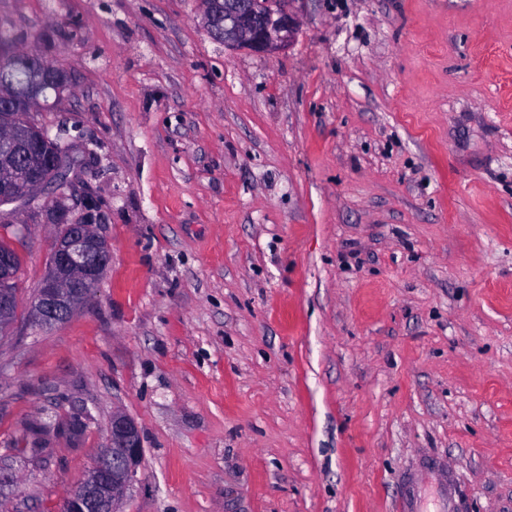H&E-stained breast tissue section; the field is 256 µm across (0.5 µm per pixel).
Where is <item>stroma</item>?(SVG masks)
Here are the masks:
<instances>
[{
  "label": "stroma",
  "instance_id": "1",
  "mask_svg": "<svg viewBox=\"0 0 512 512\" xmlns=\"http://www.w3.org/2000/svg\"><path fill=\"white\" fill-rule=\"evenodd\" d=\"M297 9L257 54L200 0H0L68 76L29 118L111 251L41 326L59 227L40 197L0 215V512H60L116 414L143 448L123 512H434L428 459L455 512H512V0ZM0 255L9 259L6 266L12 275V280H8L7 286L9 288L0 289V333L10 330L14 325L13 314V300L15 295V282L14 279L21 267V257L12 245L0 237ZM10 288H13L14 294Z\"/></svg>",
  "mask_w": 512,
  "mask_h": 512
}]
</instances>
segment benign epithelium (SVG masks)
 <instances>
[{"instance_id":"obj_1","label":"benign epithelium","mask_w":512,"mask_h":512,"mask_svg":"<svg viewBox=\"0 0 512 512\" xmlns=\"http://www.w3.org/2000/svg\"><path fill=\"white\" fill-rule=\"evenodd\" d=\"M202 7L209 35L224 46L271 53L286 47L297 31L296 12L290 7L276 14L266 11L262 0H233L226 6L221 0H202ZM40 135L49 146V160L58 162L64 148L62 134L51 137L42 131ZM0 167L10 172V177L0 181L1 197L12 195L17 181L26 184L25 193L30 196L50 188L58 201L69 189L63 180L50 183L35 175L19 146L0 157ZM80 206V217L65 225L63 234L55 238L48 273L38 288L30 317L42 326L55 324L80 307L107 266L109 246L93 224L98 202L86 195ZM13 300L11 289H0V333L14 325ZM142 454L134 421L124 415L112 416L103 463L91 469L68 493L62 512H121L120 505L136 478Z\"/></svg>"}]
</instances>
